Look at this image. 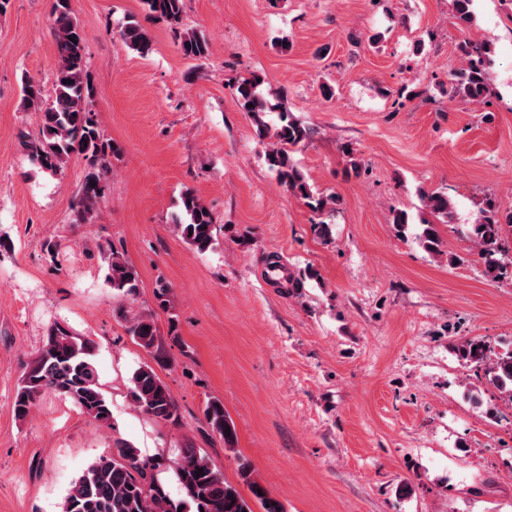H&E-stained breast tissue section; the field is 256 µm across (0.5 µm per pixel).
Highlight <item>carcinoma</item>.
<instances>
[{
  "instance_id": "obj_1",
  "label": "carcinoma",
  "mask_w": 512,
  "mask_h": 512,
  "mask_svg": "<svg viewBox=\"0 0 512 512\" xmlns=\"http://www.w3.org/2000/svg\"><path fill=\"white\" fill-rule=\"evenodd\" d=\"M142 2L157 19L171 24L181 21L184 0ZM51 27L55 38L53 95L46 99L39 84L31 80L25 82L24 98L40 110L42 125L39 137L23 145L41 169L52 174L64 173L74 156L85 161L74 219L78 224H89L104 198L105 181L110 172L108 158L116 154L118 148L101 133L90 108L93 87L86 36L71 0H54ZM120 36L130 49L142 55L152 50V40L135 22L126 24ZM460 50L469 64L450 74L449 84L463 96L482 101L490 92L486 62L491 51L477 41L464 42ZM180 51L187 59H201L208 54L209 43L199 33L187 30L181 37ZM258 79L256 74L242 78L233 85V90L242 108L251 116L258 140L265 145L266 165L288 191L306 200L311 208L333 213L337 198L314 194L290 155V147L308 137L307 130L295 122L280 103L272 102L263 94ZM276 110L280 125L272 129L264 117ZM425 201L431 212L441 218V223H448L455 203L447 193L433 192L425 196ZM179 208L175 218L178 234L199 252L212 249L216 244L213 213L192 191L181 196ZM511 232L512 206L486 199L469 229V239L477 248L486 275L492 279L508 275V268L512 267V259L502 250V239ZM416 239L426 251L442 253L443 240L435 225L423 224ZM105 260L106 280L112 290L124 296L135 294L139 288L135 267L111 248L107 249ZM126 321L129 336L145 350H153L158 336L153 314L133 313ZM455 350L464 364L483 370L487 381L512 406V350L496 352L487 342L476 338L462 340L455 345ZM93 351L92 341L76 335L65 323H52L38 355L23 371L13 401L15 417L27 419L40 398L52 392L69 399L89 420L111 425L112 412L99 382ZM129 396L135 407L152 420L168 422L178 418L168 389L147 363L133 372ZM204 416L211 431L224 441V446L235 449L237 436L224 412V404L218 399L207 402ZM163 461L162 457L148 459L128 441L115 439L112 452L96 458L72 483L62 512H178L181 506L192 512H254L250 502L224 478L208 456L194 447L180 449L169 461L183 493L182 501L174 502L157 478ZM238 471L263 512H281L280 503L264 491L247 459H239Z\"/></svg>"
}]
</instances>
